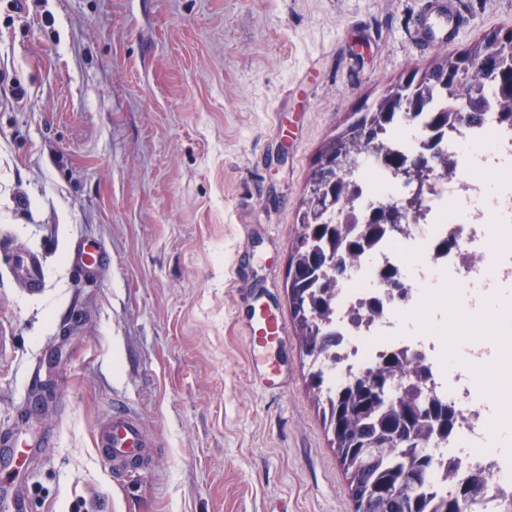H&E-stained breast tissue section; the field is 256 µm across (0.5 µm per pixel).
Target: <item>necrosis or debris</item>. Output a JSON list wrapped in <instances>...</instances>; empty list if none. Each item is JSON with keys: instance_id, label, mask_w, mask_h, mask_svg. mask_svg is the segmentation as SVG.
<instances>
[{"instance_id": "obj_1", "label": "necrosis or debris", "mask_w": 512, "mask_h": 512, "mask_svg": "<svg viewBox=\"0 0 512 512\" xmlns=\"http://www.w3.org/2000/svg\"><path fill=\"white\" fill-rule=\"evenodd\" d=\"M393 139L408 155L437 148L454 174L436 173L425 193L424 218L407 234L373 242L342 283L335 304L337 360L329 376L339 386L387 355L419 361L440 403L460 412L453 434L433 443L434 489L447 486L449 463L469 459L489 469V503L512 500V456L506 453L512 447V124L501 121L490 99L481 124L436 131L423 119L403 118L393 126ZM358 168L357 216L406 195L403 181L374 156L361 155ZM447 241L453 244L448 251ZM407 247L417 252L416 263L403 257ZM429 302L492 325V351L471 338L448 343L443 323L407 333L403 317ZM372 304L381 319L361 320ZM479 361L495 377L492 393L480 389L473 368Z\"/></svg>"}]
</instances>
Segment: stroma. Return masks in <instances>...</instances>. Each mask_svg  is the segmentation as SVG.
I'll list each match as a JSON object with an SVG mask.
<instances>
[{"instance_id":"35a3bbf8","label":"stroma","mask_w":512,"mask_h":512,"mask_svg":"<svg viewBox=\"0 0 512 512\" xmlns=\"http://www.w3.org/2000/svg\"><path fill=\"white\" fill-rule=\"evenodd\" d=\"M455 54L512 29L457 0ZM424 0H0V435L37 461L27 512H355L295 331L254 376L251 309L290 318L297 217L324 143L435 50ZM102 244L92 276L75 240ZM40 252L30 294L9 254ZM153 446L123 474L97 423ZM95 441L105 461L118 471H125L147 456L152 443L143 434L130 410L112 411L95 429Z\"/></svg>"}]
</instances>
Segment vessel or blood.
Here are the masks:
<instances>
[{
	"mask_svg": "<svg viewBox=\"0 0 512 512\" xmlns=\"http://www.w3.org/2000/svg\"><path fill=\"white\" fill-rule=\"evenodd\" d=\"M456 0H427L416 22L417 35L422 44L436 46L451 41L463 24ZM106 258L102 246L84 241L76 242L72 261L83 273H94ZM12 277L30 293L40 292L43 285V259L28 252L16 256L11 267ZM251 352L260 354L278 343L285 328L276 314L267 310L253 312L249 319ZM98 450L112 468L123 471L143 460L151 445L143 434L135 415L128 410L113 412L102 419L95 429ZM33 449L20 447L16 435L0 438V503L8 512H25L26 501L15 488L19 470L29 467Z\"/></svg>",
	"mask_w": 512,
	"mask_h": 512,
	"instance_id": "obj_1",
	"label": "vessel or blood"
}]
</instances>
